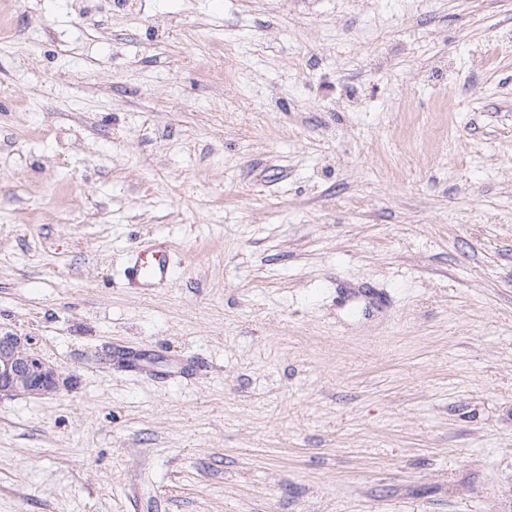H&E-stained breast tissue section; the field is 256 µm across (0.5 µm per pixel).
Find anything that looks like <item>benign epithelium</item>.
Segmentation results:
<instances>
[{"label":"benign epithelium","mask_w":512,"mask_h":512,"mask_svg":"<svg viewBox=\"0 0 512 512\" xmlns=\"http://www.w3.org/2000/svg\"><path fill=\"white\" fill-rule=\"evenodd\" d=\"M35 345V337L0 327V399L45 397L57 393L64 385L55 365Z\"/></svg>","instance_id":"1"}]
</instances>
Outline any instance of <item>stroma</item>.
Here are the masks:
<instances>
[{
	"label": "stroma",
	"mask_w": 512,
	"mask_h": 512,
	"mask_svg": "<svg viewBox=\"0 0 512 512\" xmlns=\"http://www.w3.org/2000/svg\"><path fill=\"white\" fill-rule=\"evenodd\" d=\"M131 2L0 0V326L67 380L0 512H512V0ZM174 247L156 236L137 248L126 260L124 278L136 288L150 289L166 284L172 277Z\"/></svg>",
	"instance_id": "1"
}]
</instances>
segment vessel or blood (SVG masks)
<instances>
[{
	"label": "vessel or blood",
	"mask_w": 512,
	"mask_h": 512,
	"mask_svg": "<svg viewBox=\"0 0 512 512\" xmlns=\"http://www.w3.org/2000/svg\"><path fill=\"white\" fill-rule=\"evenodd\" d=\"M174 247L156 236L137 248L126 260L124 277L129 284L150 289L166 284L172 277Z\"/></svg>",
	"instance_id": "vessel-or-blood-1"
}]
</instances>
